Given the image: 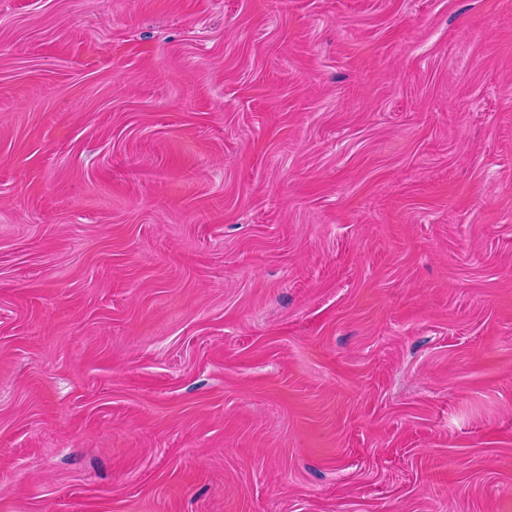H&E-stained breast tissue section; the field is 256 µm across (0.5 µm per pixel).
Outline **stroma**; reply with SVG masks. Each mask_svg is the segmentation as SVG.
<instances>
[{"label": "stroma", "mask_w": 512, "mask_h": 512, "mask_svg": "<svg viewBox=\"0 0 512 512\" xmlns=\"http://www.w3.org/2000/svg\"><path fill=\"white\" fill-rule=\"evenodd\" d=\"M0 512H512V0H0Z\"/></svg>", "instance_id": "obj_1"}]
</instances>
